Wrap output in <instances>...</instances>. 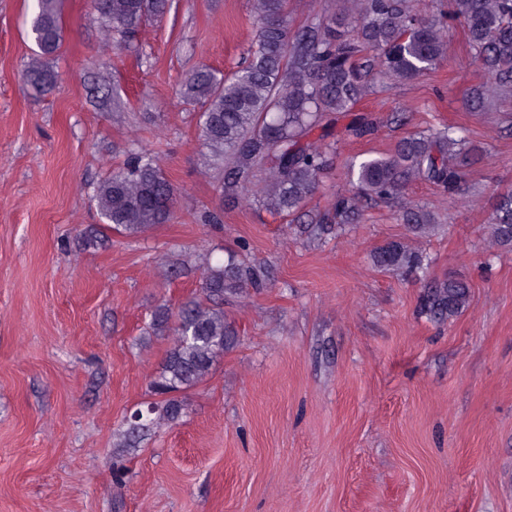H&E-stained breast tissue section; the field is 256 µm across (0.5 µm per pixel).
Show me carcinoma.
<instances>
[{
    "instance_id": "1",
    "label": "carcinoma",
    "mask_w": 512,
    "mask_h": 512,
    "mask_svg": "<svg viewBox=\"0 0 512 512\" xmlns=\"http://www.w3.org/2000/svg\"><path fill=\"white\" fill-rule=\"evenodd\" d=\"M167 8L168 0H94L106 46L114 49L130 47L143 23ZM253 11L257 33L238 69L219 76L202 66L182 82L185 96L201 107V145L224 162L227 204L250 199L292 216L297 232L313 240L356 223L362 208L378 201L395 204L399 221L412 232L434 230L435 213L406 199V191L428 181L450 196L459 193L472 160L461 129L448 125L400 138L390 154L352 167V190L336 196L332 208L306 211L336 162L323 140L331 136L334 116L351 112L369 90L414 80L439 64L447 30L455 25L465 29L473 61L486 75L466 105L484 111L489 99L512 90V0H448V11L432 14L413 0H336L327 16L297 30L285 0H253ZM61 32L57 0H36L28 35L40 56L58 51ZM23 77L35 93L49 91L57 80L43 62L27 65ZM318 127L322 134L315 138ZM374 129L373 120L356 115L345 133L362 138ZM95 201L103 220L96 233L137 235L171 220L176 194L153 156L134 147L124 165L98 183ZM488 224L492 244L512 248V193L498 196ZM374 261L402 276L428 265L426 256L397 241L380 248ZM259 287L256 270L230 254L207 266L200 297L175 312L159 311L156 320L173 321L175 334L152 383L160 400L137 409L143 421L128 420L121 447L134 448L158 424L181 417L180 395L210 374L237 335L224 315V294ZM467 295L464 282L450 280L427 295L425 308L435 317L452 316Z\"/></svg>"
}]
</instances>
